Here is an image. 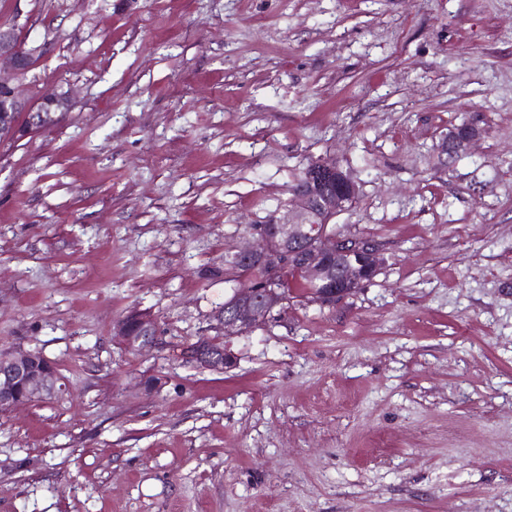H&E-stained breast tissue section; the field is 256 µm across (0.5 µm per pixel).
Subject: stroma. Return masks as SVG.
<instances>
[{"label":"stroma","mask_w":512,"mask_h":512,"mask_svg":"<svg viewBox=\"0 0 512 512\" xmlns=\"http://www.w3.org/2000/svg\"><path fill=\"white\" fill-rule=\"evenodd\" d=\"M69 89L0 141V351L61 392L0 413V512H512V0H0ZM482 136L445 150L451 126ZM384 262L182 361L229 290L201 268L299 168ZM151 311L158 342L112 332ZM135 322L141 329L140 336H131L129 324ZM114 335L119 337L130 350H138L157 343V329L153 316L148 312H131L113 325Z\"/></svg>","instance_id":"35a3bbf8"}]
</instances>
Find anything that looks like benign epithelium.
<instances>
[{
  "instance_id": "1",
  "label": "benign epithelium",
  "mask_w": 512,
  "mask_h": 512,
  "mask_svg": "<svg viewBox=\"0 0 512 512\" xmlns=\"http://www.w3.org/2000/svg\"><path fill=\"white\" fill-rule=\"evenodd\" d=\"M44 47L27 43L11 26H0V69L20 80L32 69V61ZM70 94L53 89L37 101L25 97L19 87L0 79L1 112H64ZM354 182L336 165L315 162L301 185L292 191L290 208L271 224L250 228L251 242L233 250L236 261L256 266L267 277L262 289L233 288L217 320L224 339L242 336L288 305V295L276 287L282 270L292 265L314 283L320 304L334 303L371 280L380 270L378 246L368 238H355L328 229L330 221L350 208L356 199ZM136 323L141 334L132 336L129 324ZM114 335L130 350L157 343V329L148 312H131L113 325ZM183 361L197 368L224 372L232 359L227 349L215 352L208 338L189 343L181 350ZM59 377L54 360L32 350L0 352V411H10L36 398L55 395Z\"/></svg>"
}]
</instances>
